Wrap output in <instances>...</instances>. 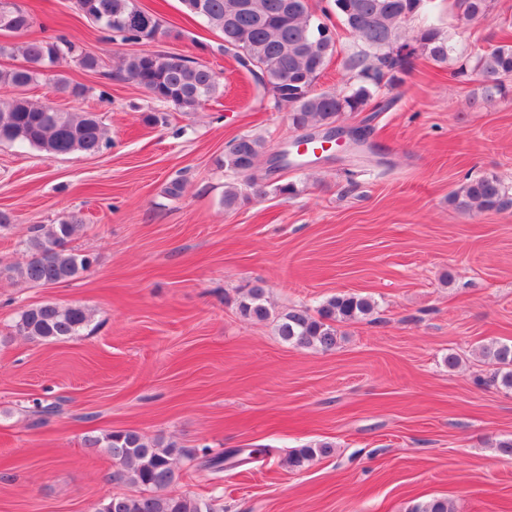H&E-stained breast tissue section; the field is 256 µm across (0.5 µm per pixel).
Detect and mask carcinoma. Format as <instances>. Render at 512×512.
Wrapping results in <instances>:
<instances>
[{"label": "carcinoma", "mask_w": 512, "mask_h": 512, "mask_svg": "<svg viewBox=\"0 0 512 512\" xmlns=\"http://www.w3.org/2000/svg\"><path fill=\"white\" fill-rule=\"evenodd\" d=\"M350 33L374 51L352 57L348 67L356 71V86L348 92H317L316 80L336 52V36L313 14L309 0H181L185 11L221 34L235 47L233 57L246 53L270 88L276 107H289L290 119L298 130L331 129L345 112H365L390 107L393 100L372 104L382 88L402 83V75L413 60L423 56L437 64L448 61V36L429 26L413 34L405 31L403 18L425 11L429 0H332ZM78 10L90 22L110 33L112 39L138 43L157 33L165 34L159 18L143 9L136 0H75ZM463 14L485 16L488 0H458ZM16 34L27 32L33 15L14 0H0V24ZM21 62L0 68V86L18 91L10 101H0V143L8 142L42 151L50 156L76 152L95 153L106 140L98 116L92 112H63L48 103H37L24 90L40 79L53 83L57 91L81 97L85 90L67 81L60 67L76 61L94 70L99 57L84 52L65 36L33 40L15 48ZM459 77L476 76L490 93L507 95L512 90L505 81L512 77V43L501 42L478 54L471 67H462ZM116 77L130 80L158 102L181 112H196L216 98L220 76L207 65L181 57L155 63L151 53L125 56ZM261 138H235L219 160L220 167L233 174L260 163L264 153ZM266 178L252 175L244 185H225L224 207L230 209L250 197L266 194ZM448 202L467 215L512 208V193L495 175L467 178L448 194ZM81 224L75 218L30 229L25 246L27 263L17 270L28 284L53 286L68 283L88 271L93 259L69 246ZM374 301L355 293H340L320 304L315 312L306 307L279 315L276 331L284 341L306 349L330 351L336 347V324L370 316ZM241 316L266 320L264 289L253 286L238 303ZM92 320L83 305L59 306L42 303L21 311L17 332L36 341H61L79 335ZM482 355L493 367L491 382L512 390V344L492 342L482 346ZM91 448H105L121 466L119 478L143 489L139 495H112L92 507V512H223L214 500L189 492L162 495L160 491L177 483L182 474L175 468L179 457L194 459L197 453L174 441H148L139 432L111 431L85 439ZM332 445L319 442L288 453L286 463L299 468L318 456L330 454ZM412 512H453L446 499H432L416 505Z\"/></svg>", "instance_id": "carcinoma-1"}]
</instances>
